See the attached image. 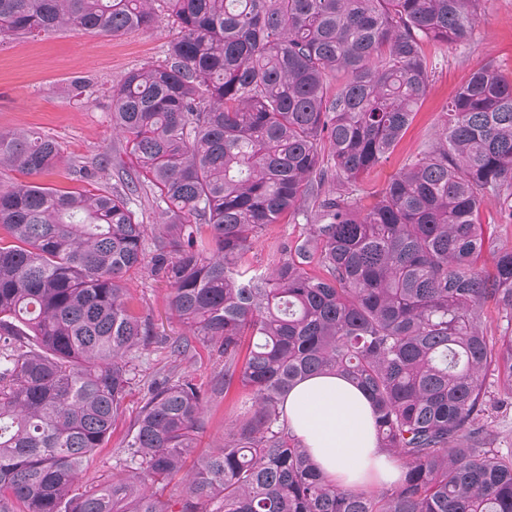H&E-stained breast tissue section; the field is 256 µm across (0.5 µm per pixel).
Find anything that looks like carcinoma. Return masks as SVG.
<instances>
[{"mask_svg":"<svg viewBox=\"0 0 512 512\" xmlns=\"http://www.w3.org/2000/svg\"><path fill=\"white\" fill-rule=\"evenodd\" d=\"M482 0H0V42L58 30L118 35L172 19L164 58L113 89L112 128L135 173L99 193L0 189V512H512V449L477 421L512 400V335L481 329L492 300L512 327V247L477 267L480 208L512 223V74L490 61L441 114L423 156L362 209L426 95L428 48L463 41ZM56 142L0 132V165L50 170ZM155 190L162 220L130 196ZM309 235L269 269L243 263L288 214ZM153 234V248L146 236ZM324 275H312L310 264ZM168 283L189 335L219 344L224 382L147 385L129 473L74 493L154 343L126 275ZM496 365L499 387L483 388ZM336 372L369 397L393 491L338 487L283 420L299 382ZM250 404L224 445L194 455L209 400Z\"/></svg>","mask_w":512,"mask_h":512,"instance_id":"cac0c4a2","label":"carcinoma"}]
</instances>
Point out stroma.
Wrapping results in <instances>:
<instances>
[{
	"instance_id": "obj_1",
	"label": "stroma",
	"mask_w": 512,
	"mask_h": 512,
	"mask_svg": "<svg viewBox=\"0 0 512 512\" xmlns=\"http://www.w3.org/2000/svg\"><path fill=\"white\" fill-rule=\"evenodd\" d=\"M173 35L172 24L161 19L155 26L121 36L60 30L36 38H17L0 45V131L34 129L58 144L60 160L50 173L36 176V183L59 190L112 186L132 164L112 130L110 96L123 75L149 61L162 59ZM495 61L512 70V0H483L469 36L438 54L427 95L387 162L372 169L359 184L362 206L372 204L387 181L411 159L425 151L436 130L440 112L474 69ZM90 82L89 100H79L75 83ZM111 164L104 178H81L78 170L101 157ZM309 233L301 217H285L270 225L255 242L244 261L269 267L277 262L282 241H296ZM136 313L148 320L159 341L137 361L139 382L125 400V411L112 427L110 437L89 462L88 482L123 476L124 452L130 426L143 404L149 381L172 369L190 375L202 388H210L224 375V363L213 345L196 340L185 358L171 354L168 340L180 336L181 325L168 306L165 283L137 274L127 283ZM248 394L232 387L228 395L207 405L201 449L224 443V429L235 420Z\"/></svg>"
}]
</instances>
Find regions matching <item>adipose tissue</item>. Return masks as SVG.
<instances>
[{"label": "adipose tissue", "mask_w": 512, "mask_h": 512, "mask_svg": "<svg viewBox=\"0 0 512 512\" xmlns=\"http://www.w3.org/2000/svg\"><path fill=\"white\" fill-rule=\"evenodd\" d=\"M283 411L291 434L339 487L401 480L400 466L378 446L369 399L343 376L331 373L301 381L288 393Z\"/></svg>", "instance_id": "1"}]
</instances>
